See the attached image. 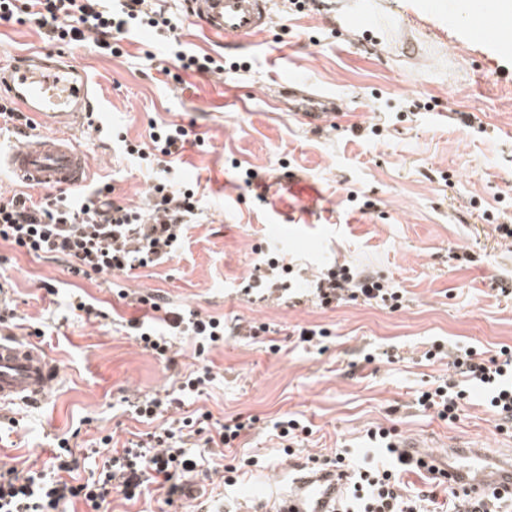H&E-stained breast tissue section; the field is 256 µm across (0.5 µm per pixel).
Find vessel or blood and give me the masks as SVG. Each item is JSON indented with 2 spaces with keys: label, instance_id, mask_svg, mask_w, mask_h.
<instances>
[{
  "label": "vessel or blood",
  "instance_id": "b4317fda",
  "mask_svg": "<svg viewBox=\"0 0 512 512\" xmlns=\"http://www.w3.org/2000/svg\"><path fill=\"white\" fill-rule=\"evenodd\" d=\"M187 10L203 34L216 42L262 37L270 24V0H186ZM13 100L41 123L26 131L23 141L0 152V169L29 187L79 188L87 184V155L61 127L91 120L103 105L83 67L61 52L35 48L0 56V99ZM278 105L307 107L306 117L319 122L337 115L336 100L310 93L305 83L287 80L275 88ZM279 191L277 206L286 223L315 224L321 218L324 195L314 183L296 172L271 180ZM58 377L56 366L34 343L13 331L0 329V405L40 400ZM402 448L413 459L426 463L438 459L430 442L407 437ZM444 471L450 488H464L470 496L512 491V456L493 457L485 449L452 438L447 442ZM346 475L330 469L298 471L285 492L255 501L250 512H338L346 494Z\"/></svg>",
  "mask_w": 512,
  "mask_h": 512
}]
</instances>
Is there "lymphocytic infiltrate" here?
I'll use <instances>...</instances> for the list:
<instances>
[{
  "label": "lymphocytic infiltrate",
  "mask_w": 512,
  "mask_h": 512,
  "mask_svg": "<svg viewBox=\"0 0 512 512\" xmlns=\"http://www.w3.org/2000/svg\"><path fill=\"white\" fill-rule=\"evenodd\" d=\"M35 22L53 41L65 44L90 43L97 49L120 53L118 35L134 29H149L170 49L179 69L200 73L221 72L208 55L180 50L171 21L149 6V0H0V23ZM184 126L171 124L154 133L151 152L129 146L147 165L181 153L189 141ZM156 201L149 216L109 200L108 188H98L79 197L59 195L36 203L23 194L0 193V240L15 249L44 258L64 259L73 275L84 278L106 275L113 278L131 270L172 257L183 241L195 213L190 192H169L165 183L153 187ZM314 297L319 305L363 300L365 303H398L399 295L385 279L365 275L341 265L319 277ZM138 304L164 312L167 325L183 336L213 346L224 339L219 319L163 310L152 296H141ZM448 378L434 389L421 393L420 406L436 409L440 418L455 421L461 403L471 388H481L487 405L500 417L502 428L512 427V347L502 346L497 356L480 358L472 347H455L450 353ZM246 423L195 426L183 419L181 427L160 426L149 433L147 442L123 447L112 444L111 436L100 438L104 448L101 471L92 481L78 482L77 461L59 460L52 474L20 473L16 467L0 466V512H59L60 506L81 503L88 512H110L113 495L131 501L150 485L164 489L163 504L177 506L181 496L190 495L189 482L200 475L199 448H229L248 431ZM395 428L368 430L367 439L383 452L380 460L351 462L347 449L333 456L314 457L318 469L335 468L349 473L350 493L342 512H512V496H490L488 501H467L465 492L448 489L444 481L431 478L426 488L415 487L408 474H422L421 463L413 461L396 446Z\"/></svg>",
  "instance_id": "1"
}]
</instances>
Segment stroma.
Instances as JSON below:
<instances>
[{
    "label": "stroma",
    "mask_w": 512,
    "mask_h": 512,
    "mask_svg": "<svg viewBox=\"0 0 512 512\" xmlns=\"http://www.w3.org/2000/svg\"><path fill=\"white\" fill-rule=\"evenodd\" d=\"M172 18L184 50L227 63L221 74L166 77L169 51L150 31H131L119 56L86 46L65 52L85 66L104 110L68 128L88 157L90 181L111 198L151 209L155 182L126 143L151 148L156 128L193 126L201 146L169 162L173 190L193 189L196 210L174 256L122 278L119 299L103 279L73 276L62 259L36 258L0 241V284L58 369L45 400L0 411V462L50 470L58 440L68 439L81 479L96 471L88 450L103 436L117 444L149 432L129 403L161 391L177 400L166 412L255 425L226 449L257 456V477L200 500L208 512H241L250 499L287 488L294 465L348 449L362 458L366 433L382 425L440 444L453 436L512 454V435L473 392L459 420L416 403L448 373L425 359L433 342L497 350L512 346V38L479 34L481 18L460 0H316L296 11L271 0V25L257 40L203 38L184 0H151ZM285 78L355 106L349 119L317 127L275 108L267 90ZM294 170L338 203L335 223L269 224L268 205L246 172ZM282 257L291 269L281 299L244 288ZM348 265L398 289L390 310L360 301L323 308L311 292L320 273ZM152 294L170 309L223 320L264 323L255 338L225 336L197 354L172 337L170 360L146 351L126 327L142 317L130 297ZM82 296L90 312L70 307ZM317 329L305 342L300 328ZM210 367L203 394L179 393V376ZM293 416L309 428L293 460L278 451L274 424Z\"/></svg>",
    "instance_id": "35a3bbf8"
}]
</instances>
